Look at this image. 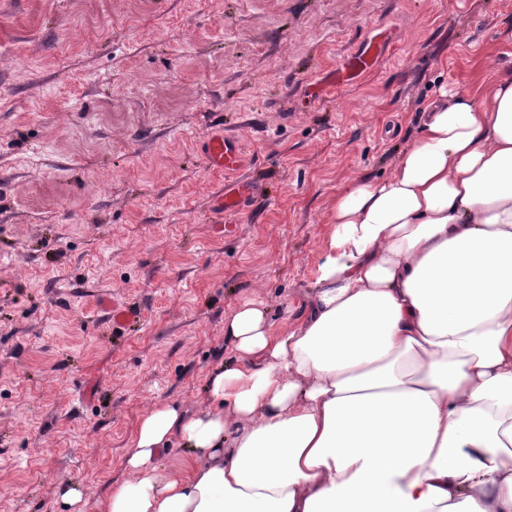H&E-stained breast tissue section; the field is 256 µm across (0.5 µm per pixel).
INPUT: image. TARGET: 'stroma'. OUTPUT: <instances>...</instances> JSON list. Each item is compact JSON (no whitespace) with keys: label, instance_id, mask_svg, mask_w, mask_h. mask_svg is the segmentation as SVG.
<instances>
[{"label":"stroma","instance_id":"stroma-1","mask_svg":"<svg viewBox=\"0 0 512 512\" xmlns=\"http://www.w3.org/2000/svg\"><path fill=\"white\" fill-rule=\"evenodd\" d=\"M479 61L512 72V0H0V512H61L68 482L102 512L141 414L234 366L244 302L299 313L337 192ZM217 131L237 171L203 153ZM230 183L255 194L227 218ZM382 52V42L373 40L359 52L351 55L342 68L331 76V82L341 84L349 82L370 71ZM205 153L213 168L224 172L235 171L242 162V152L238 142L224 136V132L212 133L205 142ZM100 307L113 327L127 328L136 323L137 314L129 307L117 304L114 301L111 304L105 300L101 302Z\"/></svg>","mask_w":512,"mask_h":512}]
</instances>
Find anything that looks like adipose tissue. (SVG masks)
Instances as JSON below:
<instances>
[{
  "label": "adipose tissue",
  "mask_w": 512,
  "mask_h": 512,
  "mask_svg": "<svg viewBox=\"0 0 512 512\" xmlns=\"http://www.w3.org/2000/svg\"><path fill=\"white\" fill-rule=\"evenodd\" d=\"M329 222L297 319L239 306L235 367L143 412L103 512H512V74L431 102Z\"/></svg>",
  "instance_id": "adipose-tissue-1"
}]
</instances>
